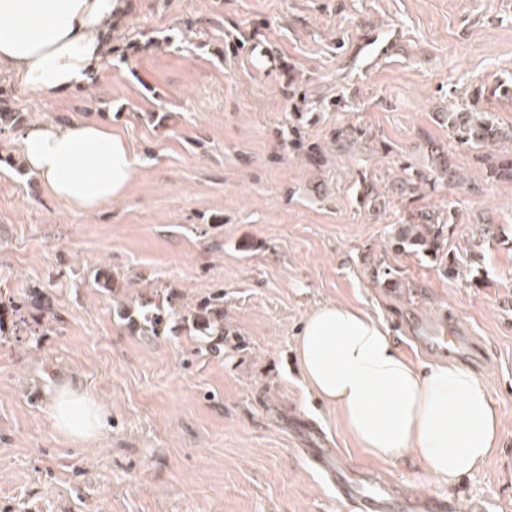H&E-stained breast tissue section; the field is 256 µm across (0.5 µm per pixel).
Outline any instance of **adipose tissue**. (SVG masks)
Wrapping results in <instances>:
<instances>
[{"label":"adipose tissue","mask_w":512,"mask_h":512,"mask_svg":"<svg viewBox=\"0 0 512 512\" xmlns=\"http://www.w3.org/2000/svg\"><path fill=\"white\" fill-rule=\"evenodd\" d=\"M128 8L127 0H0V69L43 98L84 86ZM19 147L45 193L76 210L125 197L138 165L125 138L94 121L30 124ZM296 350L307 389L339 411L371 458L410 453L430 476L449 481L498 445L502 416L486 381L448 358L425 367L409 361L385 324L359 306L313 309ZM104 413L69 386L53 398L52 420L73 439L96 438Z\"/></svg>","instance_id":"adipose-tissue-1"}]
</instances>
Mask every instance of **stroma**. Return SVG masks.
Masks as SVG:
<instances>
[{"mask_svg": "<svg viewBox=\"0 0 512 512\" xmlns=\"http://www.w3.org/2000/svg\"><path fill=\"white\" fill-rule=\"evenodd\" d=\"M503 81L512 0H133L87 90L45 99L0 72L25 123L100 121L140 161L126 197L81 212L7 166L20 134H0V295L39 288L57 316L39 342L0 343V512H348L302 452L311 432L404 491L512 512V185L489 181L479 151L437 118L476 99L511 128L512 102L475 94ZM432 145L463 184L399 195L404 167H425ZM447 207L457 220L438 255L391 249L412 211ZM483 213L506 242L482 243ZM100 268L111 291L93 285ZM388 268L401 287H386ZM216 292V354L198 333L155 336L125 316H179ZM331 301L381 317L418 364L442 356L416 348L423 329L452 320L477 337L500 448L446 483L411 456L357 448L307 391L295 351L304 317ZM66 383L109 410L99 438L55 427L50 398Z\"/></svg>", "mask_w": 512, "mask_h": 512, "instance_id": "stroma-1", "label": "stroma"}]
</instances>
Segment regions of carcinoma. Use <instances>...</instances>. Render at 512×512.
Masks as SVG:
<instances>
[{"label":"carcinoma","instance_id":"cac0c4a2","mask_svg":"<svg viewBox=\"0 0 512 512\" xmlns=\"http://www.w3.org/2000/svg\"><path fill=\"white\" fill-rule=\"evenodd\" d=\"M442 122L448 124V131L462 146L482 152L486 161L488 178L497 182L512 184V154L486 153L492 146L512 143V129H506L497 123L492 113L479 110V102L473 101L462 107L448 112L439 113ZM23 115L12 111L6 103V95L0 94V132L21 126ZM430 172L434 179H441L450 184L463 181L460 171L453 166L449 157L438 148H430ZM426 181V174L420 170H408L401 177L399 187L401 192L416 191L418 185ZM453 223V217L443 221L432 210L420 209L411 214L408 223L400 224L391 238V245L397 251L411 254H437L440 244V224ZM35 312L45 319L54 320L43 296L36 288L30 289L25 296L13 299L8 304H0V339L6 335L5 323L13 328L26 322V315ZM128 321L139 318L143 326L152 334L157 335L167 326L173 313L161 306L145 311L129 309L125 311ZM195 331L203 336L214 338L216 342L224 341V295L214 294L195 307V312L189 314Z\"/></svg>","mask_w":512,"mask_h":512}]
</instances>
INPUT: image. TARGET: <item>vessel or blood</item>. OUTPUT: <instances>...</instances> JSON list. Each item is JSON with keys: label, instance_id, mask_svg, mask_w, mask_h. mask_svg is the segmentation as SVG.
<instances>
[{"label": "vessel or blood", "instance_id": "1", "mask_svg": "<svg viewBox=\"0 0 512 512\" xmlns=\"http://www.w3.org/2000/svg\"><path fill=\"white\" fill-rule=\"evenodd\" d=\"M417 343L424 350L450 347L457 361L462 363L474 356L467 337L453 324L445 333L418 337ZM335 456L334 449L318 448L314 451V462L331 473L337 498L344 501L351 512H486L485 505L477 500L471 501L464 511L455 499L403 493L380 473L362 467L335 466Z\"/></svg>", "mask_w": 512, "mask_h": 512}]
</instances>
